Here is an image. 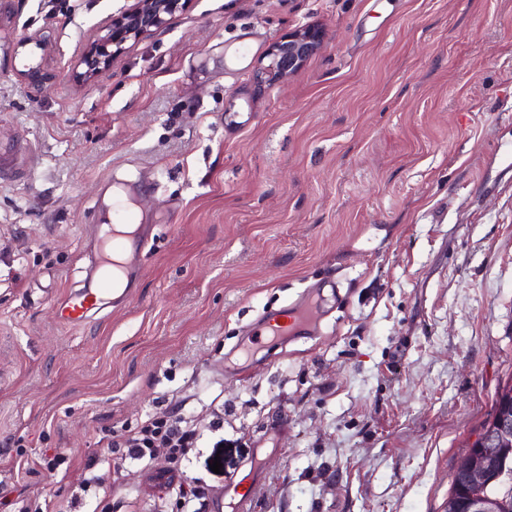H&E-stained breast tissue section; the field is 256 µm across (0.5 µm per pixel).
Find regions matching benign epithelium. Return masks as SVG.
<instances>
[{
	"label": "benign epithelium",
	"instance_id": "1",
	"mask_svg": "<svg viewBox=\"0 0 512 512\" xmlns=\"http://www.w3.org/2000/svg\"><path fill=\"white\" fill-rule=\"evenodd\" d=\"M181 5L182 0H134L129 9L104 28L105 34L92 42L82 59L84 76L88 79L99 76L109 65L112 48L164 25ZM322 44L320 29L313 26L296 28L268 47L264 55L267 63L256 68V82L271 84L290 77L305 66Z\"/></svg>",
	"mask_w": 512,
	"mask_h": 512
}]
</instances>
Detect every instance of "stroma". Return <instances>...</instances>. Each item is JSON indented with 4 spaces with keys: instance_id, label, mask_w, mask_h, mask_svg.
<instances>
[{
    "instance_id": "35a3bbf8",
    "label": "stroma",
    "mask_w": 512,
    "mask_h": 512,
    "mask_svg": "<svg viewBox=\"0 0 512 512\" xmlns=\"http://www.w3.org/2000/svg\"><path fill=\"white\" fill-rule=\"evenodd\" d=\"M132 3L0 0V512H172L165 457L108 442L178 407L202 512L249 483V512H445L512 385V0H188L85 79ZM308 25L322 48L257 84ZM118 180L148 226L137 286L61 325ZM313 287L314 334L243 353ZM323 44L319 28L301 26L268 47L255 71L258 84L276 83L301 70ZM267 63L263 64V60Z\"/></svg>"
}]
</instances>
